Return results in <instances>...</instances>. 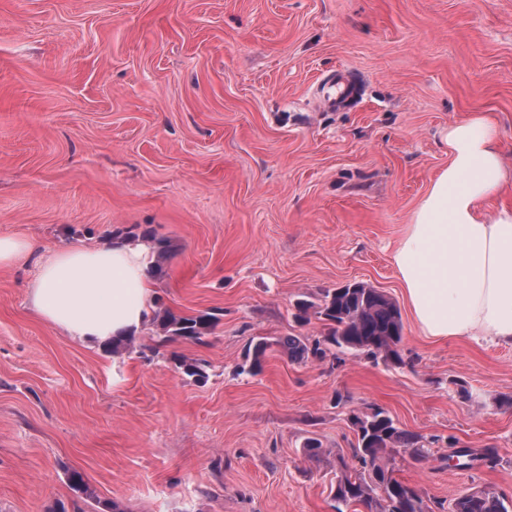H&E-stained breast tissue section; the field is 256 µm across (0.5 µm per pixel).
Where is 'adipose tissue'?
<instances>
[{"instance_id": "1", "label": "adipose tissue", "mask_w": 512, "mask_h": 512, "mask_svg": "<svg viewBox=\"0 0 512 512\" xmlns=\"http://www.w3.org/2000/svg\"><path fill=\"white\" fill-rule=\"evenodd\" d=\"M443 142L448 165L414 208L392 265L423 336L512 344V207L485 210L512 165L488 116L449 126ZM152 255L150 244L126 236L46 254L31 238L0 236V266L36 265L33 312L82 344L103 346L147 323Z\"/></svg>"}]
</instances>
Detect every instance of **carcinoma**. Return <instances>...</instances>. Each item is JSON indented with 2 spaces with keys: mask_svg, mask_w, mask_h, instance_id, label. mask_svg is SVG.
I'll list each match as a JSON object with an SVG mask.
<instances>
[{
  "mask_svg": "<svg viewBox=\"0 0 512 512\" xmlns=\"http://www.w3.org/2000/svg\"><path fill=\"white\" fill-rule=\"evenodd\" d=\"M319 319L326 322L328 333L313 342L303 336H287L278 344L288 350L294 361L322 358L326 350L356 352L386 362H402L400 344L403 323L397 303L378 288L366 284H346L324 293L317 311ZM218 317L212 312L194 316L175 313L158 303L151 325L150 344L143 348L153 353L177 340L204 345L213 333ZM135 337L114 339L105 346L110 356H120L134 347ZM272 343L264 337L251 340L246 348L248 373L262 371L263 362ZM180 372L197 381L207 378L206 362L173 356ZM355 443L352 444V461L336 455V485L331 488L336 502L343 505L362 504L368 512H433L420 493L399 481L390 466L392 453L403 450L414 459L426 457L420 437L400 429L394 420L380 408L352 417ZM451 456L458 459V467L472 468L484 465L494 468L501 464L499 450L487 448H454ZM66 481L77 497L93 506L92 512H120L114 503L103 502L76 469L65 472ZM381 494H376V491ZM448 512H512V499L489 487L467 492L457 497Z\"/></svg>",
  "mask_w": 512,
  "mask_h": 512,
  "instance_id": "obj_1",
  "label": "carcinoma"
}]
</instances>
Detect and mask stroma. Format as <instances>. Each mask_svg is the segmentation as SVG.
Segmentation results:
<instances>
[{
	"instance_id": "35a3bbf8",
	"label": "stroma",
	"mask_w": 512,
	"mask_h": 512,
	"mask_svg": "<svg viewBox=\"0 0 512 512\" xmlns=\"http://www.w3.org/2000/svg\"><path fill=\"white\" fill-rule=\"evenodd\" d=\"M340 68L360 94L332 110ZM477 112L512 153V0H0V235L148 231L155 296L219 313L207 345L156 355L147 325L116 358L31 312L34 267L0 268V512L69 502V469L123 512H336V462L303 444L349 453L371 407L428 450L393 453L402 483L512 498V346L428 339L405 310L403 364L275 345L240 370L253 338L326 333L297 299L362 281L403 303L392 251L441 132ZM454 445L503 462L441 467Z\"/></svg>"
}]
</instances>
